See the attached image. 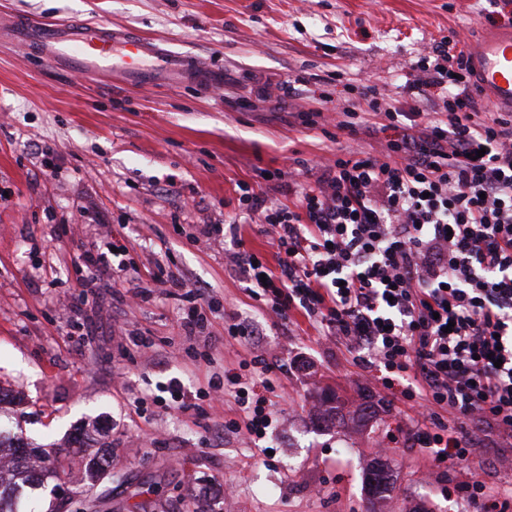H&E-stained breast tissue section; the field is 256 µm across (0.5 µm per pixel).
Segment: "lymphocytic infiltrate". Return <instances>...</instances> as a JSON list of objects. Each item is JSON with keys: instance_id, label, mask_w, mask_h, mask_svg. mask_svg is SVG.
<instances>
[{"instance_id": "1", "label": "lymphocytic infiltrate", "mask_w": 512, "mask_h": 512, "mask_svg": "<svg viewBox=\"0 0 512 512\" xmlns=\"http://www.w3.org/2000/svg\"><path fill=\"white\" fill-rule=\"evenodd\" d=\"M457 33L412 64L400 102L362 86L366 111L346 105L336 128L383 136L375 155L350 150L285 184L288 203L242 185L240 204L266 224L277 269L258 261L236 223L208 225L228 243L231 269L262 292L273 318L302 315L375 369L385 395L417 413L402 435L434 464L474 451L473 423L512 439V113L481 115ZM166 279L190 304L185 335L203 328L215 298ZM248 436L272 419L257 384L227 377ZM479 512H512V484L464 488Z\"/></svg>"}]
</instances>
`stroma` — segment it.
I'll use <instances>...</instances> for the list:
<instances>
[{"label": "stroma", "mask_w": 512, "mask_h": 512, "mask_svg": "<svg viewBox=\"0 0 512 512\" xmlns=\"http://www.w3.org/2000/svg\"><path fill=\"white\" fill-rule=\"evenodd\" d=\"M16 20L130 31L219 80L139 88L77 75L12 41ZM491 23H512V0H0V388L13 396L0 421L57 451L60 492H40L37 512L61 496L79 503L88 449L109 463L101 512H366L375 469L388 476L376 512H471L461 486L512 483V443L478 430L453 468L402 442L378 454L387 430L407 423L405 408L304 317L264 321L223 245L203 237L206 225L240 223L248 248L273 261L266 225L239 205L240 184L267 171L269 200L284 203L282 175L301 182L315 162L381 149V138L309 126L299 112L356 102L365 83L405 100L411 64L436 41L452 30L475 40ZM79 240L128 250L120 281L103 276L83 305ZM152 259L217 292L209 338L184 336L182 303L147 276ZM139 287L150 288L147 303L118 302ZM229 314L261 322L262 335L225 342ZM200 354L211 355L208 370L196 369ZM256 356L275 366L260 447L224 428L240 417L233 391L201 400L198 418L165 391L174 377L206 387ZM329 397L345 399L344 423L328 420Z\"/></svg>", "instance_id": "stroma-1"}]
</instances>
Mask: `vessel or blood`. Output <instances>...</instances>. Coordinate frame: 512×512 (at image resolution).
<instances>
[{"label":"vessel or blood","instance_id":"vessel-or-blood-1","mask_svg":"<svg viewBox=\"0 0 512 512\" xmlns=\"http://www.w3.org/2000/svg\"><path fill=\"white\" fill-rule=\"evenodd\" d=\"M12 32L17 42L40 49L49 62L73 72L113 70L137 87L158 79L140 58L161 56V48L132 35L122 37L107 27L27 21L16 22ZM471 63L477 94L491 106L512 108V26L486 32L473 47Z\"/></svg>","mask_w":512,"mask_h":512}]
</instances>
